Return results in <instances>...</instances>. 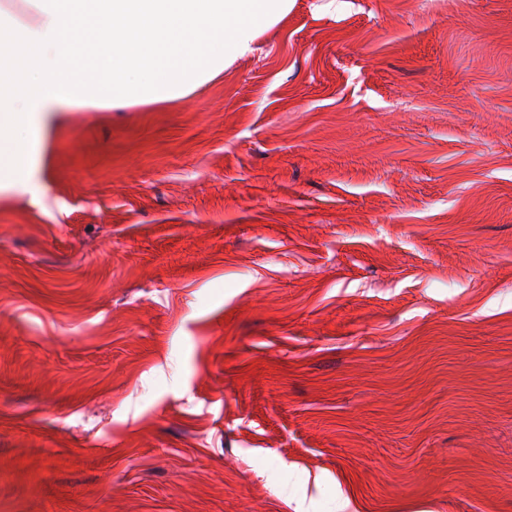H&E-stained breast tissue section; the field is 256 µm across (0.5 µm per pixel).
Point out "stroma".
<instances>
[{
  "label": "stroma",
  "instance_id": "obj_1",
  "mask_svg": "<svg viewBox=\"0 0 512 512\" xmlns=\"http://www.w3.org/2000/svg\"><path fill=\"white\" fill-rule=\"evenodd\" d=\"M0 512H512V0H295L173 104L48 114Z\"/></svg>",
  "mask_w": 512,
  "mask_h": 512
}]
</instances>
